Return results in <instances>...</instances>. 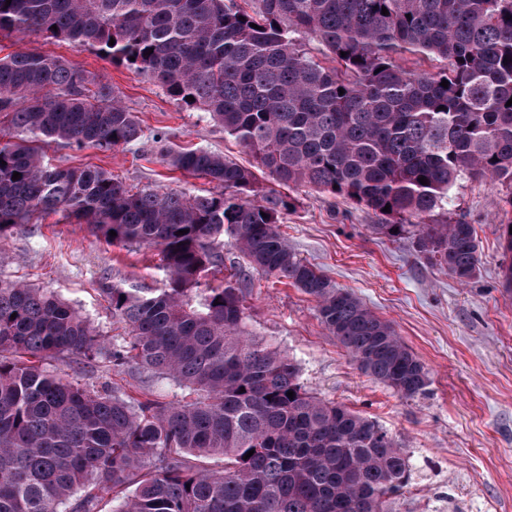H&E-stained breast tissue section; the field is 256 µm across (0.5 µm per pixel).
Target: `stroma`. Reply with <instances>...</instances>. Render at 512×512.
Returning <instances> with one entry per match:
<instances>
[{
	"label": "stroma",
	"mask_w": 512,
	"mask_h": 512,
	"mask_svg": "<svg viewBox=\"0 0 512 512\" xmlns=\"http://www.w3.org/2000/svg\"><path fill=\"white\" fill-rule=\"evenodd\" d=\"M24 51L62 57L111 84L149 138L162 131L171 146L197 145L244 166L251 162L221 125L182 109L144 74L68 42L0 36V52ZM46 152L54 164L100 167L135 190L150 186L191 195L217 190L205 178L169 170L150 142L111 150L54 144ZM294 195L297 208L281 226L294 251L390 321L427 368L431 384L426 396L408 400L363 374L321 324L313 297L253 270L242 283L250 332L294 358L309 392L375 420L399 441L412 478L394 501L395 512H512V291L501 286L502 192L479 182L453 192L449 220L473 224L479 243L480 264L465 285L419 252L415 237L379 233L371 211L311 188ZM106 277L143 292L167 284L156 250L110 246L85 225L54 216L0 238V280L54 291L110 343L120 341L123 330L113 323L100 291ZM66 371L104 378L138 398L167 402L183 395L172 381L146 371L115 370L106 362H73Z\"/></svg>",
	"instance_id": "stroma-1"
}]
</instances>
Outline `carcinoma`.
<instances>
[{"label":"carcinoma","mask_w":512,"mask_h":512,"mask_svg":"<svg viewBox=\"0 0 512 512\" xmlns=\"http://www.w3.org/2000/svg\"><path fill=\"white\" fill-rule=\"evenodd\" d=\"M5 31L147 75L254 165L169 148L160 132L169 168L220 191L135 192L103 169L55 165L37 143L109 149L142 128L97 76L40 52L0 57V237L59 215L107 244L156 249L167 276L143 295L102 283L126 332L110 347L58 296L0 282V512H392L411 479L401 444L306 391L293 358L249 335L242 270L206 273L230 241L249 268L313 297L362 372L405 399L425 395L429 372L393 325L288 245L280 224L296 199L284 189L372 211L378 230L416 237L463 284L479 244L473 225L446 219L452 191L497 187L511 291L512 0H0ZM258 171L276 187L260 188ZM98 359L185 394L142 401L58 370Z\"/></svg>","instance_id":"obj_1"}]
</instances>
